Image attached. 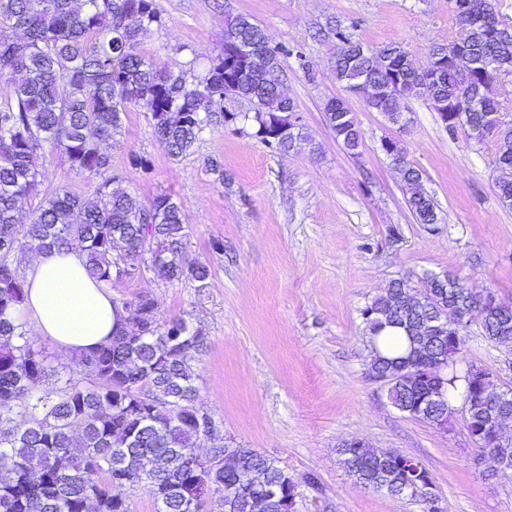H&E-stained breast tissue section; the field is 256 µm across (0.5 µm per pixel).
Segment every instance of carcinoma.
<instances>
[{
    "label": "carcinoma",
    "instance_id": "obj_1",
    "mask_svg": "<svg viewBox=\"0 0 512 512\" xmlns=\"http://www.w3.org/2000/svg\"><path fill=\"white\" fill-rule=\"evenodd\" d=\"M455 23L467 28L466 48L473 57L501 54L512 45V26L496 12L493 0H452ZM0 24L18 28V39L0 38V512H132L128 492L141 489L157 512H199L193 487L207 483L222 495L224 512H290L298 483L288 471L252 448H215L235 457L226 470L195 459L184 468L178 459L196 455L195 418L198 388L192 362L206 342L182 318L160 325L155 303L141 292L119 298L117 324L110 340L77 355L76 365L90 375H57L55 388L40 383L51 372L41 343L20 315L25 277L15 257L27 250H64L77 242L88 275L102 288L138 278L147 255L152 267L170 281L204 282L209 266L198 260L176 261L182 249L181 206L167 193L140 201L114 187L112 157L100 143L122 134L123 116L133 106L149 112L154 134L177 160L189 153L206 129L250 128L271 151L286 153L309 139L304 126L288 128L295 101L283 81L266 78L302 51L270 45L250 16H229L224 53L210 59L207 71L157 68L139 49L141 38L163 27L155 0H0ZM318 38L336 39L331 58L336 80L350 91L360 82L375 86L365 101L397 124L396 94L423 98L438 112L448 135L460 127L500 142L495 166L512 169V127L502 124L498 102L468 112L464 123L448 111V97L468 84L471 95L484 93L483 72L454 68L448 53L454 43H435L421 61L396 42L370 48L354 61L357 46L367 47L339 20L319 29ZM66 93L59 94V85ZM326 125L351 152L363 140L354 121L342 119L332 100L323 107ZM55 151L70 170L98 179L94 195L84 198L66 187L40 202L27 224L16 219L19 200L36 194L38 160ZM387 151L402 181L413 188L407 200L418 224H437L435 200L420 187L422 172L407 158L399 141ZM481 314L482 336L497 344L503 325H512V302L468 288L430 285L421 300L407 296L398 279L361 312L369 343L368 373L392 375L420 351L418 337H432L426 357L445 359L441 397L429 401L423 421L436 425L445 406L459 399L469 405L468 428L485 430L491 406L482 394L455 337L469 318L465 304ZM388 327L404 331L406 347L384 353L379 337ZM435 384L426 375L415 383L394 382L387 398L412 415ZM340 463L359 484L393 498L425 494L427 476L392 451L341 446ZM260 475L267 492L248 493L250 477Z\"/></svg>",
    "mask_w": 512,
    "mask_h": 512
}]
</instances>
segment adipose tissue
<instances>
[{"mask_svg": "<svg viewBox=\"0 0 512 512\" xmlns=\"http://www.w3.org/2000/svg\"><path fill=\"white\" fill-rule=\"evenodd\" d=\"M22 313L67 355L99 347L116 322L111 293L87 276L76 249L36 254L25 275Z\"/></svg>", "mask_w": 512, "mask_h": 512, "instance_id": "adipose-tissue-1", "label": "adipose tissue"}]
</instances>
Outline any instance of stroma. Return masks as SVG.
Wrapping results in <instances>:
<instances>
[{
	"mask_svg": "<svg viewBox=\"0 0 512 512\" xmlns=\"http://www.w3.org/2000/svg\"><path fill=\"white\" fill-rule=\"evenodd\" d=\"M165 24L140 49L161 68L204 73L224 44L227 15L245 14L270 44L303 47L308 69L285 59L281 77L312 136L287 154L270 152L248 132L218 127L190 154L172 160L156 140L145 108H130L117 140L104 141L123 186L141 200L168 193L185 217L182 255L211 267L203 282H170L145 268L113 296L145 292L158 322L184 318L207 338L193 364L198 404L215 424L200 455L230 442L253 448L299 484L296 512H421L419 504L357 483L338 447L367 446L417 457L431 472L444 512H512V478L488 476L460 413L440 430L394 408L367 375L362 309L391 280L450 272L475 291L512 301V209L495 191L496 139L448 136L424 99L406 103V126L346 95L363 131L349 155L326 127L323 105L344 95L330 67L332 40L313 34L327 19L353 24L378 46L401 43L418 59L449 40V0H157ZM399 140L438 204L437 224L416 223L407 192L381 143ZM146 159L133 165L131 155ZM219 162L222 173L211 171ZM39 193L22 200L30 218L62 186L89 196L95 180L75 175L60 154L39 163ZM223 243L215 251L214 243ZM463 355L512 390V346L493 345L472 313ZM318 479L305 485L307 475Z\"/></svg>",
	"mask_w": 512,
	"mask_h": 512,
	"instance_id": "35a3bbf8",
	"label": "stroma"
}]
</instances>
